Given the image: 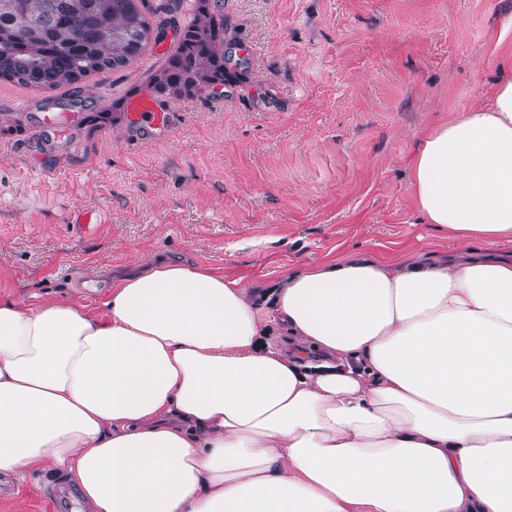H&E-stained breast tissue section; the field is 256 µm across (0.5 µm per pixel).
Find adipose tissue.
<instances>
[{"label": "adipose tissue", "mask_w": 512, "mask_h": 512, "mask_svg": "<svg viewBox=\"0 0 512 512\" xmlns=\"http://www.w3.org/2000/svg\"><path fill=\"white\" fill-rule=\"evenodd\" d=\"M456 250L238 280L156 260L103 312L0 302V471L90 512H512V74L410 173ZM292 336L297 355L271 341Z\"/></svg>", "instance_id": "adipose-tissue-1"}]
</instances>
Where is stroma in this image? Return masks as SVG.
Listing matches in <instances>:
<instances>
[{
  "mask_svg": "<svg viewBox=\"0 0 512 512\" xmlns=\"http://www.w3.org/2000/svg\"><path fill=\"white\" fill-rule=\"evenodd\" d=\"M245 62L171 99L142 138L130 99L165 58L91 75L82 102L0 81V300L99 311L112 282L164 258L267 290L344 252L395 257L453 242L410 197L423 134L483 102L512 64V0H222ZM24 100L28 113L8 109ZM34 112H75L61 135ZM93 211L98 223L73 218ZM23 473L0 512H50L57 477Z\"/></svg>",
  "mask_w": 512,
  "mask_h": 512,
  "instance_id": "1",
  "label": "stroma"
}]
</instances>
